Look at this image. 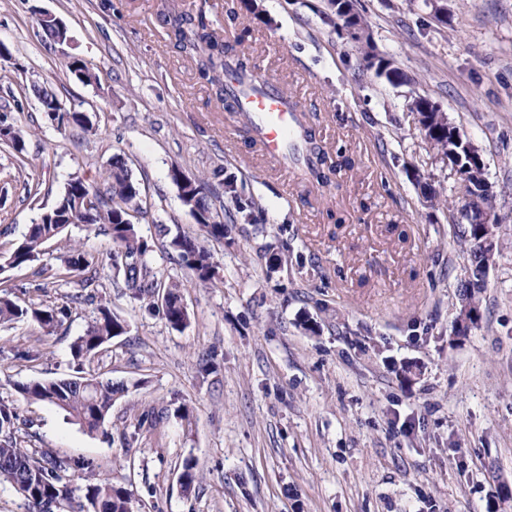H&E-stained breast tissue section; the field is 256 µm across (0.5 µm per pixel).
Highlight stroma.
<instances>
[{
    "instance_id": "obj_1",
    "label": "stroma",
    "mask_w": 512,
    "mask_h": 512,
    "mask_svg": "<svg viewBox=\"0 0 512 512\" xmlns=\"http://www.w3.org/2000/svg\"><path fill=\"white\" fill-rule=\"evenodd\" d=\"M236 11L228 21L227 8ZM376 52L403 73L361 65L360 43L323 23L327 0H0V120L25 134L23 159L0 144V251L51 207L71 177L102 184L113 156L139 184L135 222L150 264L183 283L190 321L172 328L129 302L100 231L73 228L41 259L8 273L19 300L67 305L53 334L0 326V399L13 401L24 450L93 462L132 493L137 512H512V0H356ZM71 43L36 36L38 12ZM205 12L258 74L317 114L319 136L348 160L326 185L249 146L164 17ZM94 68L82 83L69 58ZM87 113L96 128H57L32 85ZM424 97L478 148L495 193L498 253L481 318L453 331L465 247L448 222L459 177L424 138ZM198 176L213 207L234 176L255 203L208 240L219 278L197 286L157 224L199 229L170 178ZM42 180L37 197L23 172ZM438 192L427 200L419 188ZM98 260L93 301L58 278L68 242ZM108 304L128 324L90 361L73 340ZM39 350L38 359L18 352ZM210 373H203L202 364ZM105 374L128 391L107 434L89 433L20 382ZM193 459L202 478L184 491Z\"/></svg>"
}]
</instances>
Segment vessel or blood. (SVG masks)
<instances>
[{
	"mask_svg": "<svg viewBox=\"0 0 512 512\" xmlns=\"http://www.w3.org/2000/svg\"><path fill=\"white\" fill-rule=\"evenodd\" d=\"M256 92L241 98L239 114L248 122L258 151L280 162L288 155L289 144L304 139L300 116L293 104L264 76L254 78Z\"/></svg>",
	"mask_w": 512,
	"mask_h": 512,
	"instance_id": "obj_1",
	"label": "vessel or blood"
}]
</instances>
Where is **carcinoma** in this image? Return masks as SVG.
I'll list each match as a JSON object with an SVG mask.
<instances>
[{
    "label": "carcinoma",
    "mask_w": 512,
    "mask_h": 512,
    "mask_svg": "<svg viewBox=\"0 0 512 512\" xmlns=\"http://www.w3.org/2000/svg\"><path fill=\"white\" fill-rule=\"evenodd\" d=\"M175 46L193 58L198 66L201 78L210 83H219V96L227 102L231 111L238 106V98L224 83L220 74L230 71L241 82L248 83L254 74L248 56L235 52L231 45L211 27L205 13L191 14L177 12L170 18ZM368 69H375L376 75L385 77L393 83L403 74L392 62L366 53ZM413 105L420 109L422 124L427 130L428 141L443 155L456 150L465 154V149L454 141L452 129L448 128V117L436 109L428 100L420 97ZM49 119L59 125H75L86 133H94L93 126L74 120L70 112H53ZM314 119L308 117L310 135L304 139L303 148L309 156L307 174L317 182L326 183L329 175L336 171V161L331 158L316 138ZM12 132L8 139L0 138V144L12 148L18 156L25 151L23 132L7 125ZM486 181L485 171L470 178L474 189L469 194L476 196L473 201L463 205L465 227L462 237L468 242L466 250V273L458 294L456 312L466 309L480 311V294L485 278L495 260V252L477 248L475 237L482 218L494 213V194L482 188ZM224 195L236 212L248 219L253 202L244 198L236 180L224 179ZM182 205L202 226L203 238L177 235L171 245L178 247L181 263L191 270L202 287L215 283L212 269L213 255L204 244V240L222 239L226 227L220 220L204 195L201 180H195V187L180 197ZM61 206L48 208L41 213L21 240L6 251L13 259V267L30 265L40 259L50 242L68 235L70 226L83 224L89 229L106 231L117 252L112 261L117 272L124 275L129 298L153 310L162 308L164 319L175 329L187 326L189 314L181 307V285L166 282L157 277L148 261L150 245L132 222L133 214L140 212V188L132 179L125 161L113 158L107 174V187L100 190L96 185L79 176L72 177L58 198ZM58 276L64 280L80 275L95 264L94 257L77 245L59 257ZM13 289L6 278L0 279V324H12L25 321L38 323L46 332H53L63 320L71 314L66 305L61 307L36 306L32 303L20 304L12 298ZM125 319L106 305H98L96 315L88 324L84 333L71 344V354L76 359H86L98 353L100 348L119 336ZM17 391L25 399L44 402L65 412L67 418L79 424L86 431L106 432L108 416L114 401L128 388L124 384L114 383L100 376L91 378H59L51 381H29L17 384ZM18 414L13 402L0 400V479L8 482L15 492L29 506V512H83L91 505L94 512H134L131 494L104 480L94 479V465L84 460H63L44 452H27L18 444ZM86 481L84 500L75 496L72 487L74 479ZM181 485L190 491L199 480L197 464L188 460L180 475Z\"/></svg>",
    "instance_id": "cac0c4a2"
}]
</instances>
